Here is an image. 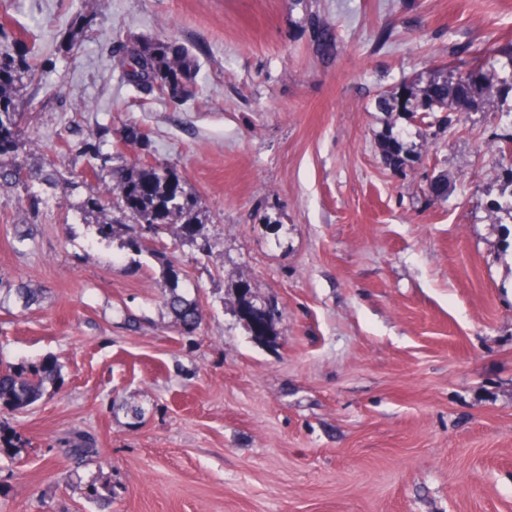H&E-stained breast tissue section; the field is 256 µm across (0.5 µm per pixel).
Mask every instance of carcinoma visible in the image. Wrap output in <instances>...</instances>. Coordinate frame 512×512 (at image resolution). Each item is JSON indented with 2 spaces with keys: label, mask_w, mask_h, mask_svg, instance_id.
<instances>
[{
  "label": "carcinoma",
  "mask_w": 512,
  "mask_h": 512,
  "mask_svg": "<svg viewBox=\"0 0 512 512\" xmlns=\"http://www.w3.org/2000/svg\"><path fill=\"white\" fill-rule=\"evenodd\" d=\"M126 81L151 95L172 94L180 98L192 91L195 79V58L185 47L173 40L154 42L138 41L129 46L117 62ZM41 76L35 56L22 55L9 61L0 60V156L15 146L21 131V114L14 110L17 93L24 86V79L35 80ZM411 95L425 104V113L448 112L455 106H468L474 101L472 93L487 99L499 92L488 82L481 88L463 82L461 67L449 79L431 80L424 88L410 85ZM382 150L387 160L398 164L403 160V143L393 134L385 137ZM112 193L120 199L121 213L135 221H147L154 234L170 225H182V237L192 235L191 224L196 200L180 190L179 182L165 173L150 167L133 174L123 168L110 171ZM177 323L186 332L198 324L197 306L183 296L172 292L165 298ZM59 376L56 361L44 359L27 366H7L0 369V409L25 410L43 396L45 384Z\"/></svg>",
  "instance_id": "cac0c4a2"
}]
</instances>
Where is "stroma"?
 <instances>
[{
	"label": "stroma",
	"mask_w": 512,
	"mask_h": 512,
	"mask_svg": "<svg viewBox=\"0 0 512 512\" xmlns=\"http://www.w3.org/2000/svg\"><path fill=\"white\" fill-rule=\"evenodd\" d=\"M133 37L186 47L195 93L128 84ZM511 43L512 0H0L42 72L0 156L38 170L0 186V365L61 371L0 412V512H512ZM476 52L486 105L380 108ZM86 142L179 181L195 237H100ZM165 303L172 310L177 323L185 332H192L197 327L199 313L193 302L172 291L165 298Z\"/></svg>",
	"instance_id": "obj_1"
}]
</instances>
